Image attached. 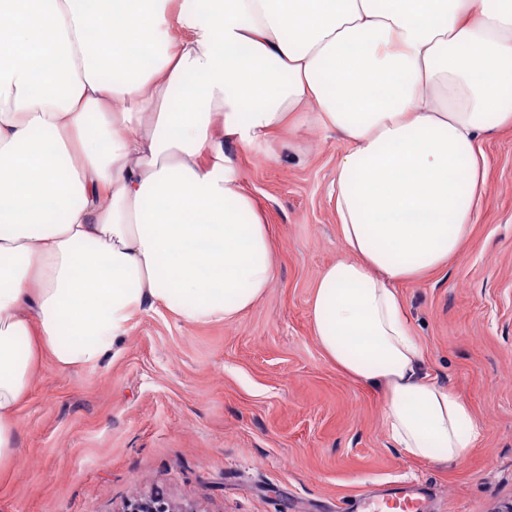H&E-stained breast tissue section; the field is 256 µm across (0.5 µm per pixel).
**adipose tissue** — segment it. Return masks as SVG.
Here are the masks:
<instances>
[{"instance_id":"ef3b65f1","label":"adipose tissue","mask_w":512,"mask_h":512,"mask_svg":"<svg viewBox=\"0 0 512 512\" xmlns=\"http://www.w3.org/2000/svg\"><path fill=\"white\" fill-rule=\"evenodd\" d=\"M0 0V466L41 358L99 363L135 313L231 320L275 279L225 140L304 121L345 149L347 258L313 334L384 392L397 448L458 462L470 404L423 371L399 292L457 255L512 125V0Z\"/></svg>"}]
</instances>
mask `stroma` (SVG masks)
I'll return each instance as SVG.
<instances>
[{
  "label": "stroma",
  "instance_id": "stroma-1",
  "mask_svg": "<svg viewBox=\"0 0 512 512\" xmlns=\"http://www.w3.org/2000/svg\"><path fill=\"white\" fill-rule=\"evenodd\" d=\"M480 147L477 224L447 266L401 288L427 369L480 422L465 460L394 448L380 391L312 333L317 278L344 254L331 198L344 145L303 126L224 145L271 228L277 275L262 299L232 321L140 313L100 363L42 362L0 469V512H126L158 490L179 512H338L391 481L425 484L429 512L512 503V127Z\"/></svg>",
  "mask_w": 512,
  "mask_h": 512
}]
</instances>
